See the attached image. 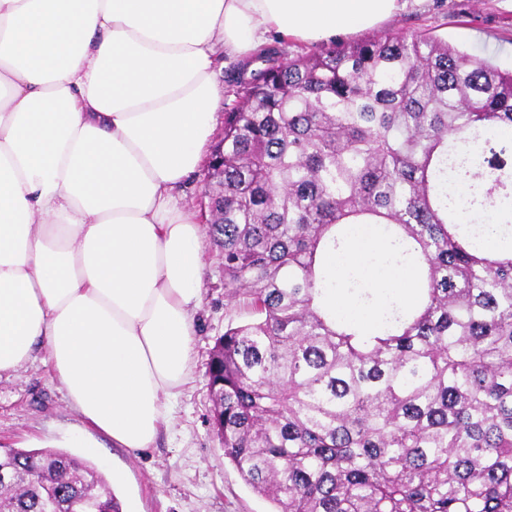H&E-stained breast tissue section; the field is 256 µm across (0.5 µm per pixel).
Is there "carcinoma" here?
I'll return each instance as SVG.
<instances>
[{"mask_svg": "<svg viewBox=\"0 0 512 512\" xmlns=\"http://www.w3.org/2000/svg\"><path fill=\"white\" fill-rule=\"evenodd\" d=\"M252 55L207 166L224 458L275 512H512V71L430 33ZM496 221L461 222L450 186ZM382 224L414 300L339 318L324 259ZM0 512H121L97 467L0 448Z\"/></svg>", "mask_w": 512, "mask_h": 512, "instance_id": "carcinoma-1", "label": "carcinoma"}]
</instances>
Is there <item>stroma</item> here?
<instances>
[{
    "label": "stroma",
    "mask_w": 512,
    "mask_h": 512,
    "mask_svg": "<svg viewBox=\"0 0 512 512\" xmlns=\"http://www.w3.org/2000/svg\"><path fill=\"white\" fill-rule=\"evenodd\" d=\"M378 31H429L467 53L512 67V0H409ZM202 250L191 375L171 402L168 425L151 448H116L103 437L100 453L111 469L125 475L115 493L125 503L136 504L139 512H272L271 502L225 461L211 430L206 363L228 324L246 320L247 313L224 297L219 251L207 240ZM84 428L41 361L0 379V448L52 446L80 457L84 451L73 448L71 438Z\"/></svg>",
    "instance_id": "obj_1"
}]
</instances>
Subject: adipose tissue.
I'll use <instances>...</instances> for the list:
<instances>
[{
  "instance_id": "adipose-tissue-1",
  "label": "adipose tissue",
  "mask_w": 512,
  "mask_h": 512,
  "mask_svg": "<svg viewBox=\"0 0 512 512\" xmlns=\"http://www.w3.org/2000/svg\"><path fill=\"white\" fill-rule=\"evenodd\" d=\"M407 0H0V377L41 356L114 447H152L192 359L200 229L176 193L210 143L217 63L325 41ZM354 225L329 266L387 292Z\"/></svg>"
}]
</instances>
